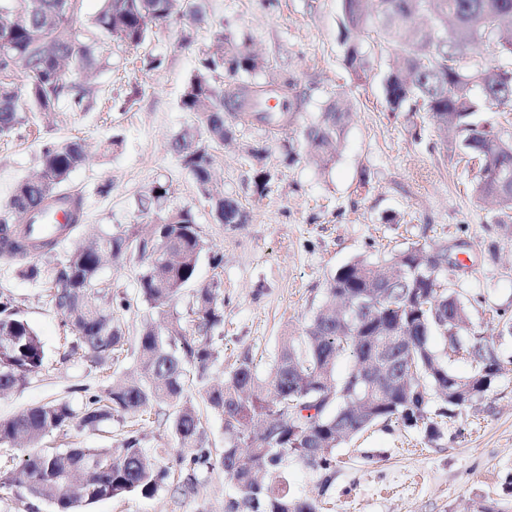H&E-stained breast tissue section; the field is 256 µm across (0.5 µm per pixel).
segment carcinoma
<instances>
[{"label": "carcinoma", "instance_id": "carcinoma-1", "mask_svg": "<svg viewBox=\"0 0 512 512\" xmlns=\"http://www.w3.org/2000/svg\"><path fill=\"white\" fill-rule=\"evenodd\" d=\"M101 2L89 27L127 47L143 43L150 25L181 19L178 0ZM81 9L82 0H0V137L26 121L18 106L22 96L37 112H50L63 100L73 109L83 107L88 93L79 75L96 67L99 46L84 33ZM341 11L347 29L372 27L394 45L398 66L383 82L389 111L426 114L445 144L478 161L474 193L498 204V223L511 221L512 134L480 114L512 109V0H341ZM423 13L435 21L429 34L415 26ZM485 42L495 46V62L463 63ZM347 63L357 78L370 69L368 53L355 44L348 48ZM255 69L247 40L218 28L214 50L184 88L181 109L191 114L198 135L183 130L169 150L203 191L212 177L213 147L233 135L225 113L241 126L258 121L273 131L284 122L294 124L306 104L294 79H247ZM18 73L26 77L21 87L15 83ZM347 118V104L337 97L305 128L316 165L325 168L335 159ZM87 160L77 140L44 147L40 175L20 181L0 211V232L14 226L23 234L21 240L0 241V258L19 263L18 274L28 281L55 284L51 301H65L60 313L75 335L72 351L101 361L125 344L113 306L129 307L127 299L118 300L101 286V255L140 249L145 266L138 296L157 309L158 323L145 325L139 336L143 381L116 379L79 412L65 401L50 402L0 420V445L28 444L20 460L26 494L52 503L55 512H86L101 500L130 495L152 497L170 477L133 431L115 448H39L49 433L75 421L94 431L164 404L172 409L166 421L183 486L192 485L198 472L219 466L244 493L228 502L225 512H318L316 500L290 493L288 459L331 472L343 441L391 421L432 443L443 436L447 421L482 399L497 378L501 367L493 343L471 331L469 304L442 270L429 267L432 256L444 259L447 249L415 242L389 255L386 272L365 259L337 269L327 282L325 307L302 336L282 337L267 376L257 373L246 354L224 387L206 391L207 406L224 420V450L213 454L205 446L202 415L186 391L206 379L224 352L223 337L214 335L224 325L220 283L195 289L186 316L193 332L184 326L186 317L170 310L195 282L205 248L192 209L170 206L167 186L156 183L139 203L143 223L106 233L93 248L76 245L61 259L26 261L29 218L38 206L67 197L60 186ZM212 209L222 224L246 223L233 198L212 199ZM434 336L444 340L448 353L467 355V374L453 371L432 345ZM385 348L393 352L396 370L377 388L359 386L361 370ZM341 359L348 364L342 376L336 371ZM44 361L37 332L0 293V392L26 383Z\"/></svg>", "mask_w": 512, "mask_h": 512}]
</instances>
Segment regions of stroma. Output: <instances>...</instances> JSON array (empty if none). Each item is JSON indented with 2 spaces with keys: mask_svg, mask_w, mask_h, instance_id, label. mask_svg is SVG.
I'll return each mask as SVG.
<instances>
[{
  "mask_svg": "<svg viewBox=\"0 0 512 512\" xmlns=\"http://www.w3.org/2000/svg\"><path fill=\"white\" fill-rule=\"evenodd\" d=\"M200 19L183 17L152 28L129 48L101 39L105 57L86 79V106L60 102L55 112H31L8 141L0 140V209L15 184L39 172L44 144L81 141L89 165L73 171L63 188L82 194L86 216L59 241L55 256L94 235L117 233L139 220L138 201L157 182L166 184L174 207L192 208L206 243L196 283L219 281L224 301V357L211 365L207 383L223 384L240 356L266 374L282 335H299L322 305L326 282L357 257L378 262L391 251L432 240L448 249L455 265L449 282L471 307L475 331L491 334V309L512 313V240L496 222V210L470 187L477 163L460 162L430 123L408 112L389 111L383 82L394 62L387 46L371 47V69L357 80L346 69L349 44L367 43L366 31L344 33L340 0H189ZM248 38L260 60L261 82L293 77L308 104L297 123L270 134L255 122L234 129L232 142L213 150L216 189L245 208L242 224L218 223L197 185L170 153V140L190 126L180 99L188 79L210 51L215 24ZM351 105L339 153L328 167L307 156L289 162L285 142L302 146L301 131L319 118L329 97ZM119 137L111 150L107 141ZM270 173L264 193L256 171ZM221 255L213 267L212 255ZM142 262L128 252L106 260L99 277L129 306L119 311L127 344L103 367L70 355V331L42 285L19 278L0 261V291L10 293L44 346L46 359L25 385L0 393V419L52 400L81 408L116 378H138L137 339L156 309L137 292ZM502 371L473 407L449 421L430 443L400 424L377 425L336 450L331 477L289 462L291 490L316 499L321 512H512V336L495 339ZM136 431L157 464L176 466L174 438L163 419L112 422L89 431L70 425L54 432L51 446L102 448ZM242 489L222 469L202 471L188 490L168 483L150 498L106 499L89 512H224Z\"/></svg>",
  "mask_w": 512,
  "mask_h": 512,
  "instance_id": "obj_1",
  "label": "stroma"
}]
</instances>
